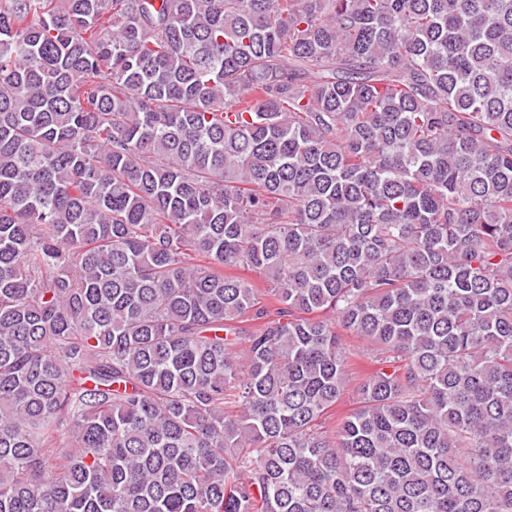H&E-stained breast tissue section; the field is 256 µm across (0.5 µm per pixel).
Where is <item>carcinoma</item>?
<instances>
[{
  "label": "carcinoma",
  "mask_w": 512,
  "mask_h": 512,
  "mask_svg": "<svg viewBox=\"0 0 512 512\" xmlns=\"http://www.w3.org/2000/svg\"><path fill=\"white\" fill-rule=\"evenodd\" d=\"M0 512H512V0H0Z\"/></svg>",
  "instance_id": "carcinoma-1"
}]
</instances>
